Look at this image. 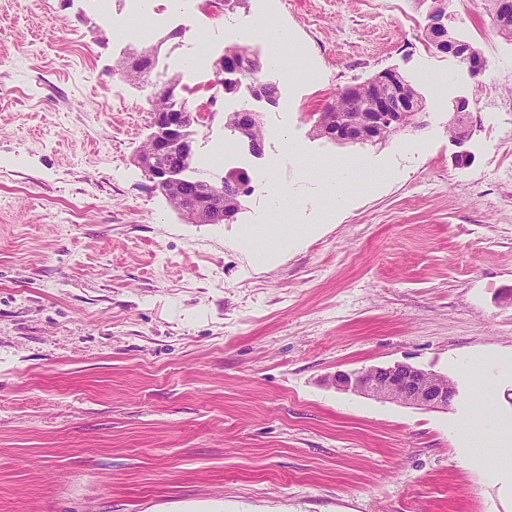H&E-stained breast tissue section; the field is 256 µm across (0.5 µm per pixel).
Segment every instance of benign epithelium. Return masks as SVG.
Instances as JSON below:
<instances>
[{
  "label": "benign epithelium",
  "mask_w": 512,
  "mask_h": 512,
  "mask_svg": "<svg viewBox=\"0 0 512 512\" xmlns=\"http://www.w3.org/2000/svg\"><path fill=\"white\" fill-rule=\"evenodd\" d=\"M429 41L440 53L459 59L469 71L479 74L485 60L471 44L450 35L442 21L428 26ZM371 89L369 110L345 126H321L319 135L342 143H377L389 131L419 128L424 125L423 106L414 89L394 69H384L363 83L348 85L342 89L344 95L354 97L362 88ZM176 97V87H167L166 93L152 97L154 132L150 147L138 158L146 176L154 186L168 195L181 192V180L168 168L155 166L156 157L164 153L176 140L186 153L193 152V140L186 135L187 129L197 125L200 113L188 110L173 111L166 98ZM469 112V102L457 101L454 108V123L457 131L454 139L458 143L466 140L461 119ZM178 213L187 221L196 224H219L232 220L236 212L224 207V199H215L212 193L199 188L190 198H182ZM338 390L351 391L385 401L401 402L424 408H446L457 394V388L447 376L437 372L397 362L387 367H373L350 372L338 371L331 379Z\"/></svg>",
  "instance_id": "obj_1"
}]
</instances>
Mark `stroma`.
I'll return each mask as SVG.
<instances>
[{
  "mask_svg": "<svg viewBox=\"0 0 512 512\" xmlns=\"http://www.w3.org/2000/svg\"><path fill=\"white\" fill-rule=\"evenodd\" d=\"M316 80L264 69L277 101L190 79L266 13ZM428 0H234L213 19L117 41L94 0H0V512H512V471L482 423H512V39L483 0L444 22L487 61L472 76L426 38ZM156 48L148 82L122 74ZM397 70L425 124L376 144L312 127L334 94ZM429 69L443 86L422 83ZM178 78L206 104L194 156L245 172L234 219L184 221L136 163L148 100ZM496 88L501 104L481 98ZM469 100V137L448 131ZM260 116L261 154L224 125ZM295 152H287L286 143ZM361 165L332 210L308 165ZM312 236L257 262L244 232ZM397 362L458 389L445 409L336 390V371Z\"/></svg>",
  "mask_w": 512,
  "mask_h": 512,
  "instance_id": "35a3bbf8",
  "label": "stroma"
}]
</instances>
